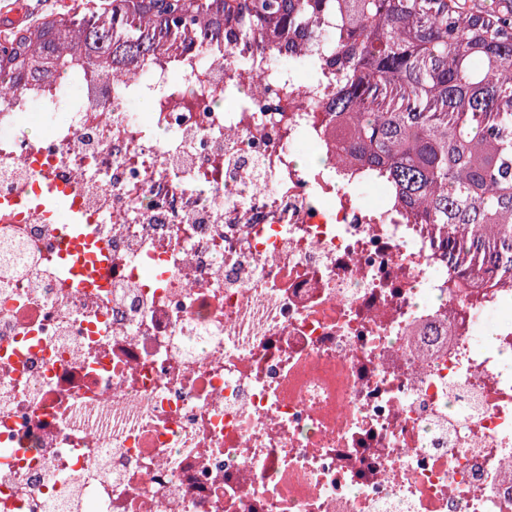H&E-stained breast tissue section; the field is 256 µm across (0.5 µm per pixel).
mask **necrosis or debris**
Instances as JSON below:
<instances>
[{
  "label": "necrosis or debris",
  "instance_id": "1",
  "mask_svg": "<svg viewBox=\"0 0 512 512\" xmlns=\"http://www.w3.org/2000/svg\"><path fill=\"white\" fill-rule=\"evenodd\" d=\"M335 85L244 40L0 93V512H512V283L338 159ZM44 200L59 224H75L76 214L70 206L69 194L52 183L46 185ZM65 251L63 260L65 269L69 273L85 274L91 265V256L84 238L71 237Z\"/></svg>",
  "mask_w": 512,
  "mask_h": 512
}]
</instances>
